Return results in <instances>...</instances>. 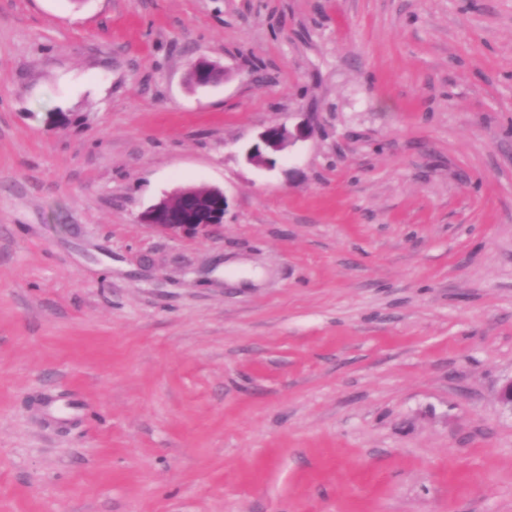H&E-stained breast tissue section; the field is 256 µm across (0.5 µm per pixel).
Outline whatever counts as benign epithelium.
Wrapping results in <instances>:
<instances>
[{"mask_svg": "<svg viewBox=\"0 0 512 512\" xmlns=\"http://www.w3.org/2000/svg\"><path fill=\"white\" fill-rule=\"evenodd\" d=\"M199 82L208 86L218 78V66L206 60L195 63ZM310 121L303 120L293 127L274 125L265 128L249 148L247 157L252 161L273 163L267 157L279 155L286 149L313 136ZM228 199L223 190L210 188H180L173 197L164 198L139 215V221L151 228L173 236L208 234L223 226Z\"/></svg>", "mask_w": 512, "mask_h": 512, "instance_id": "benign-epithelium-1", "label": "benign epithelium"}]
</instances>
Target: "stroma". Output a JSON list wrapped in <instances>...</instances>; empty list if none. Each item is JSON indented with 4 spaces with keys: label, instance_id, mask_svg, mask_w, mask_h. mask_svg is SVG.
Segmentation results:
<instances>
[{
    "label": "stroma",
    "instance_id": "35a3bbf8",
    "mask_svg": "<svg viewBox=\"0 0 512 512\" xmlns=\"http://www.w3.org/2000/svg\"><path fill=\"white\" fill-rule=\"evenodd\" d=\"M510 377L512 0H0V512H512ZM313 133L314 128L309 120H303L292 128L269 126L258 135L256 142L249 148L247 157L252 161L273 164L274 161L266 156L267 153H274L275 159L286 149L310 139ZM227 208L223 190L186 187L145 209L139 221L173 236L208 234L223 226Z\"/></svg>",
    "mask_w": 512,
    "mask_h": 512
}]
</instances>
